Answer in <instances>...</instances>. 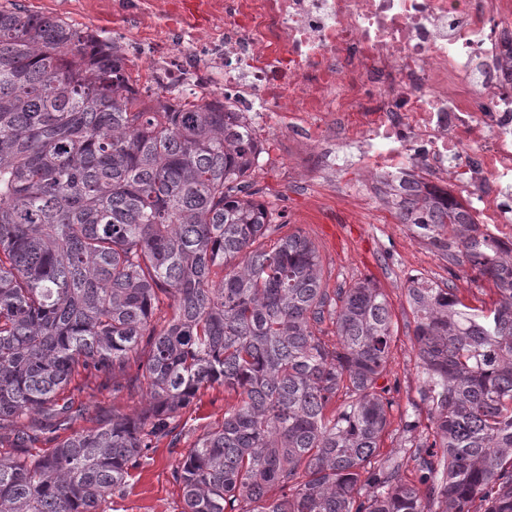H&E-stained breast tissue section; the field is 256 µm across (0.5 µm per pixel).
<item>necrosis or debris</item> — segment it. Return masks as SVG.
<instances>
[{
  "instance_id": "obj_1",
  "label": "necrosis or debris",
  "mask_w": 512,
  "mask_h": 512,
  "mask_svg": "<svg viewBox=\"0 0 512 512\" xmlns=\"http://www.w3.org/2000/svg\"><path fill=\"white\" fill-rule=\"evenodd\" d=\"M224 8L210 67L247 124L302 112L370 177L429 186L512 243V0H207Z\"/></svg>"
}]
</instances>
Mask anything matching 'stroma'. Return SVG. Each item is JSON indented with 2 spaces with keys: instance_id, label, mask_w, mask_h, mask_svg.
<instances>
[{
  "instance_id": "35a3bbf8",
  "label": "stroma",
  "mask_w": 512,
  "mask_h": 512,
  "mask_svg": "<svg viewBox=\"0 0 512 512\" xmlns=\"http://www.w3.org/2000/svg\"><path fill=\"white\" fill-rule=\"evenodd\" d=\"M7 3L113 37L132 74L155 83L157 65L177 63L184 71L183 89L203 102L224 97V87L213 75L207 56L213 33L224 26L222 14L203 12L196 19L185 18L181 0H0L1 5ZM289 120L285 112L267 113L256 132L263 153L252 178L261 187L259 200L272 209L275 223L301 231L317 246L324 287H346L369 279L385 291L396 323L385 379L395 400L383 441L384 451L389 452L403 446L406 421L427 419L419 395L414 324L405 297L409 278L418 275L439 285L453 283L458 296L476 306L492 303L495 289L491 282L470 274L450 278L442 253L413 225L400 223L377 195H363L354 208L344 205V192L364 178L359 168H345L334 181L300 170L288 135ZM141 374L138 362H130L125 372L128 387L116 391L111 373L80 372L67 392L73 416L58 435L96 429L110 422L116 410L130 414L142 409L146 401L134 389ZM232 402L223 388L200 391L182 416L187 427L179 447L159 441L126 489L108 500L106 512H181L182 491L172 476L179 455L204 430L222 422Z\"/></svg>"
}]
</instances>
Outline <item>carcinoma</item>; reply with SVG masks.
I'll use <instances>...</instances> for the list:
<instances>
[{"label":"carcinoma","instance_id":"obj_1","mask_svg":"<svg viewBox=\"0 0 512 512\" xmlns=\"http://www.w3.org/2000/svg\"><path fill=\"white\" fill-rule=\"evenodd\" d=\"M133 82L111 38L0 6V448L32 447L36 415L71 419L80 368L141 356L147 399L48 453L0 452V512H105L216 386L235 403L173 471L182 512H512V247L443 191L395 204L497 298L412 278L430 425L384 453L383 289L323 287L299 231L265 249L282 225L254 200L261 146L240 113L178 89L148 107ZM453 285L457 288L458 296L470 305L480 306L485 303L490 307L492 301L497 298L491 282L470 274L459 273L458 277L453 279Z\"/></svg>","mask_w":512,"mask_h":512}]
</instances>
